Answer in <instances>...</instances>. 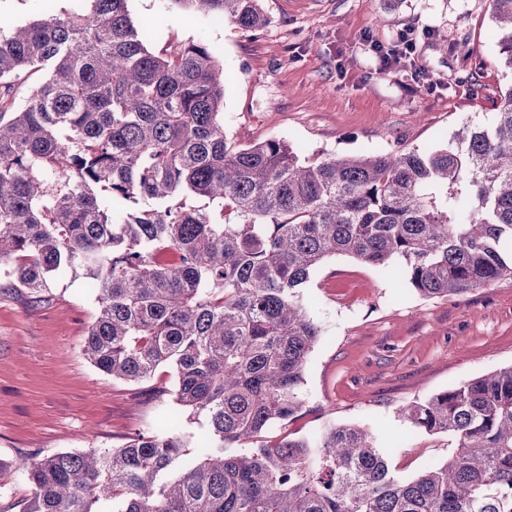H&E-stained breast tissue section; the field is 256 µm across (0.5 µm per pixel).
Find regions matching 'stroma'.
<instances>
[{
	"label": "stroma",
	"instance_id": "35a3bbf8",
	"mask_svg": "<svg viewBox=\"0 0 512 512\" xmlns=\"http://www.w3.org/2000/svg\"><path fill=\"white\" fill-rule=\"evenodd\" d=\"M78 0H0V20L23 25ZM270 20L251 32L173 0H128L148 47L205 41L224 68V132L236 147L267 138L302 159L426 151L467 125H488L512 86L487 0H261ZM414 30L410 61L372 50ZM448 37L441 51L437 34ZM85 270L59 274L44 301L0 288V490L25 512L13 463L60 451L117 448L157 428L174 406L171 367L142 383L113 379L82 352L96 309ZM321 328L300 385L302 410L263 439L325 426L375 431L397 474L445 462L454 444L403 420L404 405L512 365V279L426 298L389 269L329 258L302 290Z\"/></svg>",
	"mask_w": 512,
	"mask_h": 512
}]
</instances>
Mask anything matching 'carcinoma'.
Segmentation results:
<instances>
[{
  "label": "carcinoma",
  "instance_id": "carcinoma-1",
  "mask_svg": "<svg viewBox=\"0 0 512 512\" xmlns=\"http://www.w3.org/2000/svg\"><path fill=\"white\" fill-rule=\"evenodd\" d=\"M80 2L0 21V282L40 298L89 271L84 354L134 383L170 366L178 413L120 448L13 462L26 512H512V365L400 409L454 442L409 479L361 426L257 441L302 408L321 329L301 288L326 259H398L428 297L512 277V86L493 124L435 150L302 161L277 138L229 144L207 44L154 52L128 0ZM173 2L269 23L260 0ZM489 8L512 70V0ZM185 417L206 425L193 450Z\"/></svg>",
  "mask_w": 512,
  "mask_h": 512
}]
</instances>
